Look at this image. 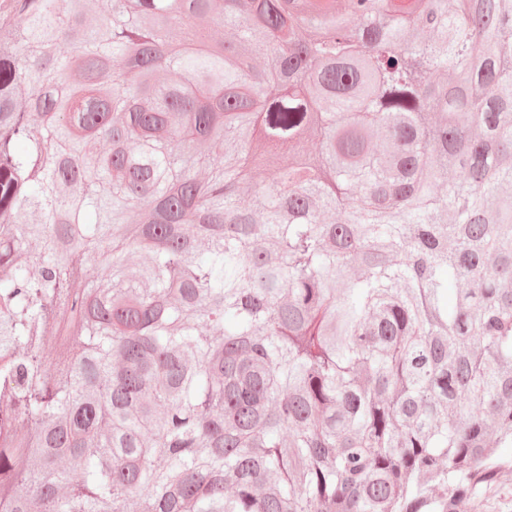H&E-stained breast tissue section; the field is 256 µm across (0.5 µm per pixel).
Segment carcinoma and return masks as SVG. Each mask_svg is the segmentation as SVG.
<instances>
[{
	"instance_id": "carcinoma-1",
	"label": "carcinoma",
	"mask_w": 512,
	"mask_h": 512,
	"mask_svg": "<svg viewBox=\"0 0 512 512\" xmlns=\"http://www.w3.org/2000/svg\"><path fill=\"white\" fill-rule=\"evenodd\" d=\"M500 448L512 0H0V512H448Z\"/></svg>"
}]
</instances>
